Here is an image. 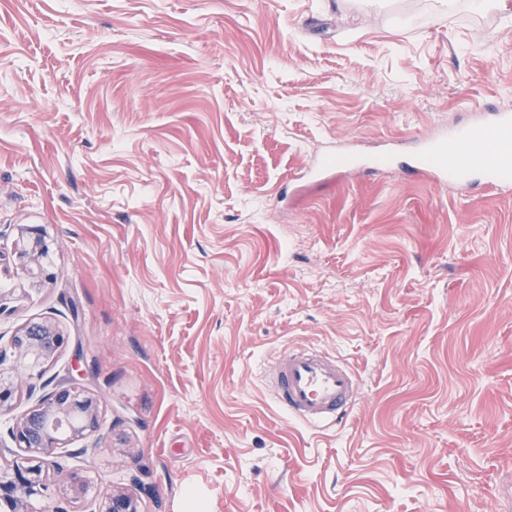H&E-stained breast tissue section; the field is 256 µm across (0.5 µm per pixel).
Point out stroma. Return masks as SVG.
Returning a JSON list of instances; mask_svg holds the SVG:
<instances>
[{"instance_id":"stroma-1","label":"stroma","mask_w":512,"mask_h":512,"mask_svg":"<svg viewBox=\"0 0 512 512\" xmlns=\"http://www.w3.org/2000/svg\"><path fill=\"white\" fill-rule=\"evenodd\" d=\"M512 107V14L474 0H0V316L70 343L0 415L73 380L101 428L56 450L78 502L138 512H512V192L400 168L303 174ZM314 347L360 389L308 427L264 378ZM40 227H20V240L17 246V265L26 274L32 287L53 279V272L49 270L48 263L43 261V253L50 252V245L44 238ZM30 280V281H29ZM96 512H137V503L132 495L113 489L101 498Z\"/></svg>"}]
</instances>
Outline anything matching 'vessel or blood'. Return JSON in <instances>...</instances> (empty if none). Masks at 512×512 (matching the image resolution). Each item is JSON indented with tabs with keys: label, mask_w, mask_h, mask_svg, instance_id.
I'll use <instances>...</instances> for the list:
<instances>
[{
	"label": "vessel or blood",
	"mask_w": 512,
	"mask_h": 512,
	"mask_svg": "<svg viewBox=\"0 0 512 512\" xmlns=\"http://www.w3.org/2000/svg\"><path fill=\"white\" fill-rule=\"evenodd\" d=\"M405 160L407 170L429 165L438 185L464 189L474 172L488 184L512 190V110L493 108L475 122L459 125L418 143ZM276 404L295 420L330 427L352 408L358 389L355 373L336 358L312 347L283 354L267 373Z\"/></svg>",
	"instance_id": "b4317fda"
}]
</instances>
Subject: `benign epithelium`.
Instances as JSON below:
<instances>
[{"instance_id":"obj_1","label":"benign epithelium","mask_w":512,"mask_h":512,"mask_svg":"<svg viewBox=\"0 0 512 512\" xmlns=\"http://www.w3.org/2000/svg\"><path fill=\"white\" fill-rule=\"evenodd\" d=\"M50 245L39 227H20L18 268L31 286L53 279L43 253ZM70 336L55 324L27 323L0 349V414L11 407L19 387L38 378ZM99 426V401L76 383L58 385L38 406L20 418L11 430L17 448L25 453L23 464L0 471V499L14 512H24L29 499L45 494L46 464L58 448L85 438ZM96 512H137L134 497L114 489L105 494Z\"/></svg>"}]
</instances>
